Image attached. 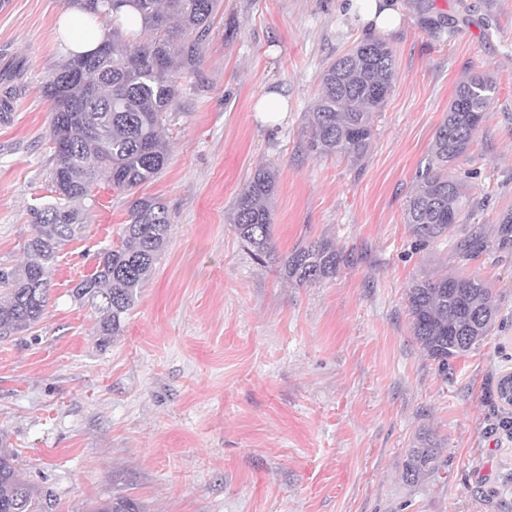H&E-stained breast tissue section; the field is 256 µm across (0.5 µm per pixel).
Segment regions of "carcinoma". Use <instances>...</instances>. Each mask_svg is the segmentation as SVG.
<instances>
[{
    "label": "carcinoma",
    "instance_id": "carcinoma-1",
    "mask_svg": "<svg viewBox=\"0 0 512 512\" xmlns=\"http://www.w3.org/2000/svg\"><path fill=\"white\" fill-rule=\"evenodd\" d=\"M112 11L128 5L140 17V31L127 36L116 25L112 39L96 51L66 58L44 86L53 103L49 138L54 145L51 182L54 201L30 208L32 235L26 261L0 267V339L40 322L47 308L54 261L60 248L83 226L86 204L100 173L115 189L132 191L165 169L170 146L160 134L173 107L180 79L199 76L207 38L222 0H109ZM395 73V53L381 38H369L332 61L320 75V92L305 129L308 148L320 155L360 159L375 136L372 116L384 105ZM497 86L475 74L458 86L448 113L437 127L428 161L416 174L406 200L404 221L415 243L427 246L448 234L462 211L463 184L448 172L464 156L495 99ZM276 174L262 166L237 194L230 221L241 243L260 262L280 264L298 285H316L336 275L347 261L321 238L304 242L285 256L271 244ZM172 217L158 197L129 203L120 244L102 250L92 274L72 289L75 301L96 316L99 346L122 335L137 294L153 272L169 239ZM493 246L512 251V213L493 234L471 232L457 244L468 254ZM406 299L413 336L429 358L448 372V360L490 334L498 306L493 289L477 277L415 280ZM435 448H415L404 475L413 480L432 468ZM53 494L22 478L15 455L0 439V512H52ZM89 512H141L140 503L115 495Z\"/></svg>",
    "mask_w": 512,
    "mask_h": 512
}]
</instances>
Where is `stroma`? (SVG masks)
Returning a JSON list of instances; mask_svg holds the SVG:
<instances>
[{"label": "stroma", "instance_id": "1", "mask_svg": "<svg viewBox=\"0 0 512 512\" xmlns=\"http://www.w3.org/2000/svg\"><path fill=\"white\" fill-rule=\"evenodd\" d=\"M393 89L353 161L307 148L322 70L369 32L339 0H223L200 77L164 122L171 155L137 188L173 224L121 336L99 347L71 290L119 244L128 196L100 177L80 234L59 252L44 318L0 340V437L56 512L115 495L145 512H512V434L496 382L512 371V253L466 259L470 229L512 211V0H395ZM71 0H0V69L23 67L0 120V267L20 264L29 208L50 200L52 103ZM446 19L437 39L428 19ZM484 72L495 99L457 160L467 201L447 238L417 247L404 206L458 85ZM288 102L268 131L262 93ZM278 171L272 244L317 238L348 265L289 282L229 222L259 165ZM448 273L490 282L495 327L447 372L416 342L406 290ZM434 470L404 477L408 453ZM437 458V449L414 448L405 465L404 475L406 479L415 480V478H418L423 472L432 468Z\"/></svg>", "mask_w": 512, "mask_h": 512}]
</instances>
